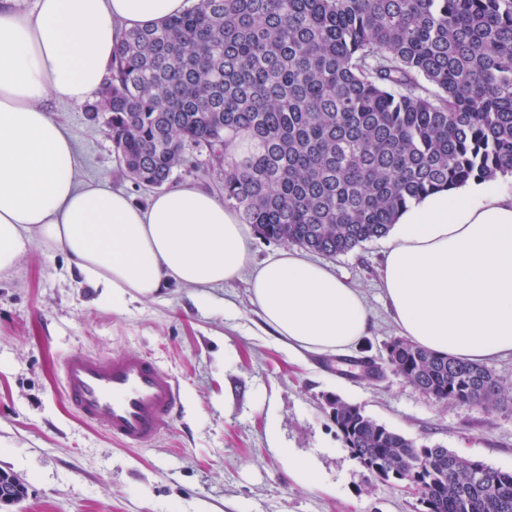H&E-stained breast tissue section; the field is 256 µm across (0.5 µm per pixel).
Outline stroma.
<instances>
[{
    "instance_id": "stroma-1",
    "label": "stroma",
    "mask_w": 512,
    "mask_h": 512,
    "mask_svg": "<svg viewBox=\"0 0 512 512\" xmlns=\"http://www.w3.org/2000/svg\"><path fill=\"white\" fill-rule=\"evenodd\" d=\"M76 146L86 181L146 204L152 188L120 177L109 138L83 106L51 103ZM386 238L330 258L363 289L372 327L360 346L384 359L398 337L383 298ZM208 302L169 286L125 310L72 279L64 255L33 244L0 273V470L26 487L0 512H419L417 499L370 476L336 435L328 396L359 406L417 445H441L512 471V391L493 410L440 402L394 371L365 381L340 374L337 357L291 355L265 329L246 279L211 289ZM147 354L180 383L185 410L172 428L137 451L122 448L67 405L64 355ZM315 455L322 483L293 482L267 435Z\"/></svg>"
}]
</instances>
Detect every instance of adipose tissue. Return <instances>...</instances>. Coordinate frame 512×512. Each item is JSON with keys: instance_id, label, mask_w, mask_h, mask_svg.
Instances as JSON below:
<instances>
[{"instance_id": "adipose-tissue-1", "label": "adipose tissue", "mask_w": 512, "mask_h": 512, "mask_svg": "<svg viewBox=\"0 0 512 512\" xmlns=\"http://www.w3.org/2000/svg\"><path fill=\"white\" fill-rule=\"evenodd\" d=\"M0 0V272L33 243L64 253L120 309L176 285L248 276L267 331L294 353H350L371 327L361 288L283 249L252 266L247 227L213 194L181 184L147 205L83 181L49 102L81 104L104 83L124 31L159 26L193 0ZM382 288L394 321L433 353L483 363L512 353V196L475 183L403 211Z\"/></svg>"}]
</instances>
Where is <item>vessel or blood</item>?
I'll return each instance as SVG.
<instances>
[{"mask_svg":"<svg viewBox=\"0 0 512 512\" xmlns=\"http://www.w3.org/2000/svg\"><path fill=\"white\" fill-rule=\"evenodd\" d=\"M60 384L81 420L128 448L163 436L184 408L180 384L149 355L72 351L62 361Z\"/></svg>","mask_w":512,"mask_h":512,"instance_id":"b4317fda","label":"vessel or blood"}]
</instances>
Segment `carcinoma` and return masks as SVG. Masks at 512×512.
Listing matches in <instances>:
<instances>
[{
    "label": "carcinoma",
    "mask_w": 512,
    "mask_h": 512,
    "mask_svg": "<svg viewBox=\"0 0 512 512\" xmlns=\"http://www.w3.org/2000/svg\"><path fill=\"white\" fill-rule=\"evenodd\" d=\"M84 110L136 184L161 188L203 153L259 236L345 255L435 190L512 174V0H199L123 32ZM386 351L438 401L489 409L506 392L483 364L401 337ZM343 363L383 376L366 356ZM329 408L343 446L419 486L423 512H512V471Z\"/></svg>",
    "instance_id": "cac0c4a2"
}]
</instances>
